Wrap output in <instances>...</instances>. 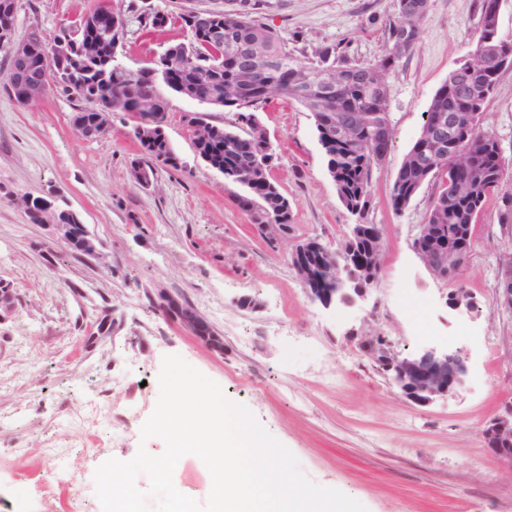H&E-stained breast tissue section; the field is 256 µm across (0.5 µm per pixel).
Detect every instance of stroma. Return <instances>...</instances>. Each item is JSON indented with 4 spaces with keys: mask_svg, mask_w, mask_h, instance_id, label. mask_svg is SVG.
Instances as JSON below:
<instances>
[{
    "mask_svg": "<svg viewBox=\"0 0 512 512\" xmlns=\"http://www.w3.org/2000/svg\"><path fill=\"white\" fill-rule=\"evenodd\" d=\"M99 0H18L17 36L53 38ZM481 0H429L414 48L386 75L392 136L373 170L362 217L340 203L311 112L277 97L254 112L270 134L271 178L290 204L288 237L268 241L234 201L238 186L195 153L192 119L236 130L234 111L167 96L166 137L178 167H157L150 185L131 174L144 151L135 121L113 113L108 134L80 138L71 119L82 101L53 88L30 106L1 88L0 56V512H64L75 489L84 512H102L94 473L108 459L131 460L155 409L162 360L179 355L246 406L298 459L315 484L358 500L368 512H512V464L491 454L485 429L512 410V313L494 308L497 269L512 253L499 225V198L512 192V69L484 108L483 125L509 164L474 227L469 260L452 280L431 276L412 248L435 192L424 186L401 211L391 205L395 174L418 138L431 98L468 50ZM221 0H118L127 35L118 60L136 71L168 45L185 41L179 17ZM298 58L339 46L344 60L368 65L386 51L398 0H251ZM161 10L172 24L142 28L137 16ZM65 196L99 238L105 261L82 257L30 223L9 193ZM378 225L381 271L371 297L354 307L311 303L288 262L314 238L346 241L355 221ZM163 288L198 308L224 338L209 350L156 310ZM472 309L447 305L457 289ZM243 297L255 307L240 306ZM385 337L396 353L429 347L460 352L468 371L448 398L427 406L405 400L390 376L358 345ZM102 416L78 425L89 406ZM62 448L57 461L43 447ZM175 487L206 503L210 473L197 458L173 473Z\"/></svg>",
    "mask_w": 512,
    "mask_h": 512,
    "instance_id": "1",
    "label": "stroma"
}]
</instances>
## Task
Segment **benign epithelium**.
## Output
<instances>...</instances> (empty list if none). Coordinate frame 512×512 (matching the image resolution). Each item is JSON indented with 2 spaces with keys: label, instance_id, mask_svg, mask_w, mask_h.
<instances>
[{
  "label": "benign epithelium",
  "instance_id": "1",
  "mask_svg": "<svg viewBox=\"0 0 512 512\" xmlns=\"http://www.w3.org/2000/svg\"><path fill=\"white\" fill-rule=\"evenodd\" d=\"M238 0H223V7L204 10H189L195 27L207 33L212 43L224 45L228 40L224 28V16L229 13H243V7H232ZM86 23L100 30L103 37L121 42V33L126 30V18L122 11L114 8L113 0H107V9L100 17L88 16ZM46 43L38 35L18 39L11 30L0 33V50L5 52L12 64L11 82L15 86L13 100L20 106H28L45 97L53 82L43 76L35 77L30 71L36 68L45 51ZM274 59L265 45L254 41L248 45L246 61L242 69L256 78L270 67ZM512 68V57L506 54L501 43L488 37L480 41L456 68L448 72L451 85L459 100L469 102L475 96L474 78L487 72H501ZM293 84L299 88L316 85V110L330 112L329 128L333 133L344 135L360 129L379 116L377 112H337L336 93L342 82L341 71L335 67L313 70L307 66L292 69ZM132 116L136 121L133 133L147 143L166 139L164 125L167 113L154 111L153 96L142 94L131 104ZM112 95L98 100L92 121L78 120L73 127L83 139H96L106 135L112 115ZM478 113L469 110L437 112L434 119L426 123L422 138L426 139L429 158L419 162L424 169L436 161L450 159L455 170L471 179L475 175L468 151L460 148L459 139L464 131L477 127ZM41 224L48 226L53 235H58L59 224L56 207L44 199L40 200ZM76 234L82 239L79 255L95 259L103 258L99 240L91 234L87 225H75ZM413 249L426 270L435 278L452 279L467 263L470 249L449 244L437 245V240ZM331 250L315 240L302 242L289 252V262L305 289L309 300L325 308L336 304L352 306L366 298L368 287L359 284L353 272L357 258L353 247L347 246L341 257H330ZM155 304L167 318L177 322L189 331L199 342L215 352L224 351V339L211 326L206 316L186 300L173 295L164 288L157 292ZM494 307L512 312V267H498V288ZM365 353L383 357L391 371L393 384L408 401L427 405L445 398L454 391L467 373L465 358L453 351L428 348L420 352L402 355L390 351L382 336H367L362 343ZM488 445L495 456L512 463V411L499 418L486 434Z\"/></svg>",
  "mask_w": 512,
  "mask_h": 512
}]
</instances>
